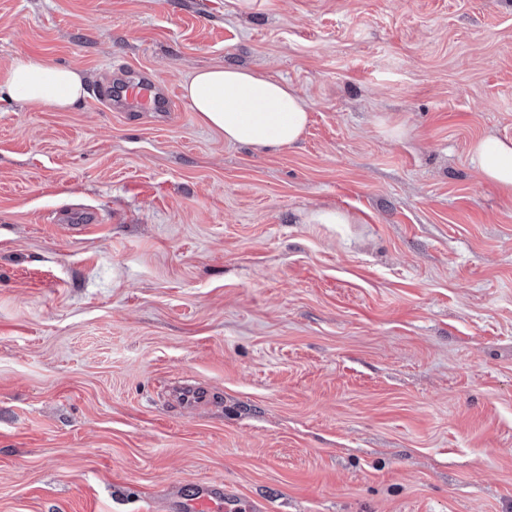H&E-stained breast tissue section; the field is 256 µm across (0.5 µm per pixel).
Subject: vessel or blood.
Wrapping results in <instances>:
<instances>
[{"instance_id": "1", "label": "vessel or blood", "mask_w": 512, "mask_h": 512, "mask_svg": "<svg viewBox=\"0 0 512 512\" xmlns=\"http://www.w3.org/2000/svg\"><path fill=\"white\" fill-rule=\"evenodd\" d=\"M108 109L120 112H170L175 102L154 73L141 72L136 79L105 82L95 93ZM171 512H263L261 502H246L225 487L198 482L178 487L169 503Z\"/></svg>"}]
</instances>
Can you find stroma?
I'll return each mask as SVG.
<instances>
[{"mask_svg": "<svg viewBox=\"0 0 512 512\" xmlns=\"http://www.w3.org/2000/svg\"><path fill=\"white\" fill-rule=\"evenodd\" d=\"M20 54L91 88L234 64L310 122L266 153L181 97L0 90V512H168L198 480L269 512H512V193L468 154L512 138V0H0V71ZM95 97L108 109L120 112H175L171 91L167 92L154 73L141 72L135 80L112 84V76L100 86ZM174 399L184 408H196L205 404L208 394L193 386H179L174 391Z\"/></svg>", "mask_w": 512, "mask_h": 512, "instance_id": "35a3bbf8", "label": "stroma"}]
</instances>
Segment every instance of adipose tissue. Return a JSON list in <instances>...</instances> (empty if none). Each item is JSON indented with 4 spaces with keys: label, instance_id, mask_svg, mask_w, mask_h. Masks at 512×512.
<instances>
[{
    "label": "adipose tissue",
    "instance_id": "obj_1",
    "mask_svg": "<svg viewBox=\"0 0 512 512\" xmlns=\"http://www.w3.org/2000/svg\"><path fill=\"white\" fill-rule=\"evenodd\" d=\"M0 86L16 102L66 109L86 94L81 72L53 61L14 58ZM183 96L206 127L225 142L277 152L296 145L308 121V105L288 82L238 65L192 73ZM470 162L485 181L512 193V138L487 135L470 146Z\"/></svg>",
    "mask_w": 512,
    "mask_h": 512
}]
</instances>
